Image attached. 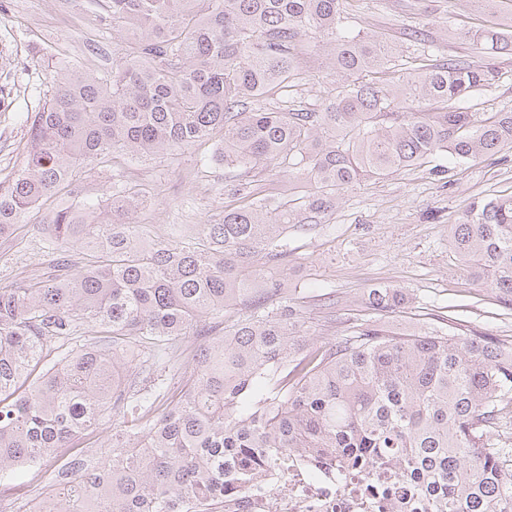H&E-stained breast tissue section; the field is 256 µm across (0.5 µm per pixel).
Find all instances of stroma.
I'll list each match as a JSON object with an SVG mask.
<instances>
[{
  "mask_svg": "<svg viewBox=\"0 0 512 512\" xmlns=\"http://www.w3.org/2000/svg\"><path fill=\"white\" fill-rule=\"evenodd\" d=\"M344 8L352 28L397 45L409 68L424 54L440 61L477 56L475 45L458 39L459 30L493 21L512 30V0H505L493 21L473 0H344ZM417 29L424 40H408ZM133 44L132 36L113 29L101 0H0V187L11 183L27 156L29 128L50 91L55 66L108 80ZM328 63L324 47L301 53L288 87L261 98V105L321 111L331 95L322 79ZM497 65L496 84L463 101L465 110L512 111V57H500ZM435 165L445 167L444 176L431 174ZM116 185L142 198L131 220L143 225L148 240L167 237L182 224L218 223L225 210L247 204L254 195L288 196L284 173L266 165L224 164L213 139L141 160L115 152L81 165L68 187L33 209L10 237L0 238V288L48 280L60 258L72 268L83 266L87 252L81 245H67L58 257L50 253L48 226L58 210L108 197ZM510 193L512 149L507 147L466 163L437 154L422 166L342 190L325 223L288 233V285L303 299L306 344L331 341L351 323L369 318L361 299L378 284L406 288L416 299L409 309L384 313L394 331H427L438 317L452 315L487 335L511 337L512 310L490 287L471 280L448 252L449 226L461 221L474 201ZM329 292L336 297L332 311L325 305ZM54 466L50 460L33 468L20 485L1 482L0 499L9 500L11 512H27Z\"/></svg>",
  "mask_w": 512,
  "mask_h": 512,
  "instance_id": "stroma-1",
  "label": "stroma"
}]
</instances>
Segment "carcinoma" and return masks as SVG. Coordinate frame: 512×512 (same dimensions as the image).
Listing matches in <instances>:
<instances>
[{
  "label": "carcinoma",
  "mask_w": 512,
  "mask_h": 512,
  "mask_svg": "<svg viewBox=\"0 0 512 512\" xmlns=\"http://www.w3.org/2000/svg\"><path fill=\"white\" fill-rule=\"evenodd\" d=\"M106 12L112 29L134 36L130 58L109 84L70 67L52 75L26 165L0 188V237L84 163L216 135L225 162L286 173L288 201L254 199L217 224L148 243L127 221L142 203L131 193L80 216L58 211L48 248L80 242L90 258L48 283L0 288V479L23 483L25 469L113 411L123 429L112 452L72 453L41 494L45 512H216L224 478L247 487L281 452L319 467L387 466L428 512H512V339L451 317L408 335L364 319L305 349L288 277L269 273L288 262V229L323 223L341 190L437 152L467 162L512 147V112L456 106L499 71L456 57L407 72L393 43L350 28L340 0H106ZM464 37L512 55V35L497 27ZM306 40L331 47L323 78L335 88L323 111L247 107L288 87ZM371 72L392 80L360 79ZM407 100L445 107L400 111ZM448 248L512 307V195L473 202L450 225ZM412 302L404 288L377 285L364 307ZM237 307L151 417L161 393L128 379L130 369L150 379L179 341L207 334V317ZM81 326L112 340L43 368L51 343Z\"/></svg>",
  "instance_id": "1"
}]
</instances>
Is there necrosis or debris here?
<instances>
[{"instance_id": "4bbe7bcc", "label": "necrosis or debris", "mask_w": 512, "mask_h": 512, "mask_svg": "<svg viewBox=\"0 0 512 512\" xmlns=\"http://www.w3.org/2000/svg\"><path fill=\"white\" fill-rule=\"evenodd\" d=\"M404 501L407 512H423L387 468L315 469L285 454L270 457L262 481L249 489L224 485V512H392Z\"/></svg>"}]
</instances>
